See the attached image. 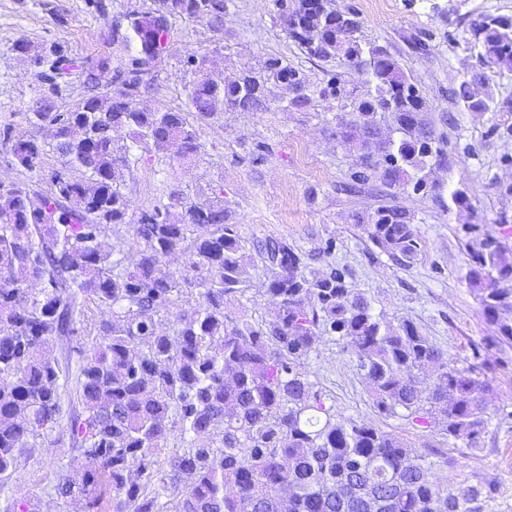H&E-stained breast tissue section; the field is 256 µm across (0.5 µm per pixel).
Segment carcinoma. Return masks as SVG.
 Wrapping results in <instances>:
<instances>
[{
	"label": "carcinoma",
	"instance_id": "1",
	"mask_svg": "<svg viewBox=\"0 0 512 512\" xmlns=\"http://www.w3.org/2000/svg\"><path fill=\"white\" fill-rule=\"evenodd\" d=\"M224 10L225 0H162V24L154 11L126 14V25L112 33L121 54L96 65L110 80L102 86L88 73L92 94L67 109L58 104L59 80L74 61L54 45L19 44L47 89L28 106L29 129L0 130V148L45 188L34 201L27 187L0 183V489L18 458L58 421L65 375L45 349L70 331L83 298L107 307L111 319L82 353L77 382L85 414L71 421L70 432L95 464L79 493L107 485L112 512H370L372 495L384 512H438L440 504L444 512H495L494 480L443 489L431 480L428 456L391 433L336 415L313 391L302 367L328 334L353 350L381 413L402 409L425 425L440 414L448 437L470 444L487 424L483 382L448 367V353L413 322L384 323L346 270L309 272L288 241L248 242L234 231L224 203L192 201L180 191L142 213L133 268L101 247L104 230L125 223L129 208L116 177L120 167L146 155L187 160L202 148L195 124L224 109L262 112L274 88L309 86L305 73L280 57H268L258 72L216 82L206 75L207 59L190 54L186 65L195 79L186 108H140L137 97L169 48L167 18L221 24ZM276 23L313 58L344 55L373 86L367 98L351 101L350 118H339L333 131L356 152L351 188L378 181L442 198L428 169L447 163L444 138L420 117V96L404 93L415 83L386 48L365 47L355 36L343 40L359 28L356 13L340 12L329 0H287ZM471 34L482 66H512V17H485ZM484 86V77L473 76L452 95L468 109L506 116L494 131L512 136V108L483 93ZM325 95L347 97L337 76L323 80L319 96ZM51 124L53 142L39 141V129ZM384 124L393 137L381 142ZM121 129L129 138L124 144L114 137ZM50 152L65 173L56 183L57 169L44 165ZM355 221L394 262L414 260L419 243L405 208L383 205ZM178 250L188 253L200 291L168 330L161 317L182 286L162 266ZM255 255L277 269L267 287L277 300L269 321H241L227 307L246 291L242 273ZM509 280L512 262L500 242L481 240L468 282L487 319L512 340V289L499 287ZM36 282L42 288H32ZM173 419L182 446L166 458L168 479L186 475L190 482L171 493L155 454Z\"/></svg>",
	"mask_w": 512,
	"mask_h": 512
}]
</instances>
